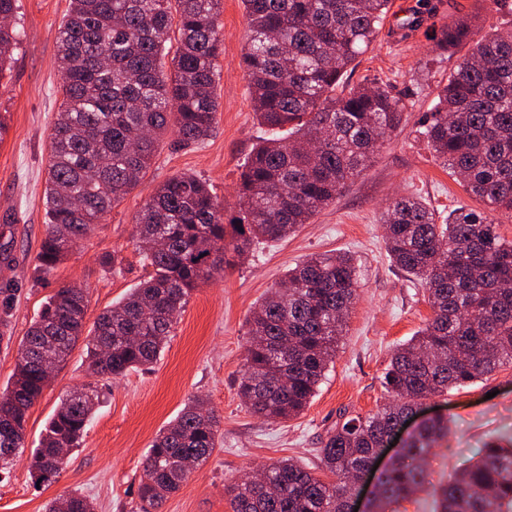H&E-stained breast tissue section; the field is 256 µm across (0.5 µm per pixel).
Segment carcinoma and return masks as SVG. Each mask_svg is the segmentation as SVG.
I'll list each match as a JSON object with an SVG mask.
<instances>
[{
  "label": "carcinoma",
  "mask_w": 512,
  "mask_h": 512,
  "mask_svg": "<svg viewBox=\"0 0 512 512\" xmlns=\"http://www.w3.org/2000/svg\"><path fill=\"white\" fill-rule=\"evenodd\" d=\"M177 8L171 9V2ZM247 41L242 64L253 112L266 128L242 168L238 215L193 174L161 183L144 205L133 238L150 276L98 315L84 334L85 291L58 289L27 330L0 401V471L25 450L29 409L46 387L43 365L65 363L84 343L87 368L118 378L153 364L188 297L223 274L259 241L284 240L365 170L405 105L374 86H348L345 75L383 24L391 0H242ZM222 0H70L58 28L62 102L51 133L45 189L46 234L38 259L49 271L88 239L136 185L162 137L199 144L218 124L216 75L222 53ZM18 0H0V79L19 42ZM178 29L172 72L160 60ZM475 35L467 18L441 24L446 51ZM420 135L461 186L493 211L512 216V30L480 38L473 57L449 75ZM389 257L419 281L432 317L397 348L385 373L388 402L376 414L336 424L318 449L317 470L287 459L262 478L224 486L233 512H345L359 473L385 436L422 402L512 364V241L474 209L438 218L417 197L395 200L385 220ZM359 273L347 253L314 254L286 271L248 319L246 370L238 392L255 415L286 420L314 396L336 355ZM99 394L89 385L63 399L31 451L29 471L51 484L58 456L81 446ZM220 420L206 401H189L155 438L139 498L149 512L188 476L181 464L205 462ZM448 432L431 417L407 437L373 501L386 509L432 485L424 465ZM436 512H512V448L482 455L433 488ZM45 512H94L72 491Z\"/></svg>",
  "instance_id": "1"
}]
</instances>
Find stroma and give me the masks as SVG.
Instances as JSON below:
<instances>
[{
    "label": "stroma",
    "instance_id": "stroma-1",
    "mask_svg": "<svg viewBox=\"0 0 512 512\" xmlns=\"http://www.w3.org/2000/svg\"><path fill=\"white\" fill-rule=\"evenodd\" d=\"M432 2L435 15L408 34L402 23L420 2L393 0L377 38L345 75L348 85L382 86L406 106L401 128L387 137L371 165L295 235L254 247L237 266L195 288L150 368L95 378L83 349L75 348L30 409L26 446H38L63 397L92 382L101 397L84 442L69 455L57 481L40 488L32 481L27 457L18 458L9 473L0 474V512H44L49 501L74 490L93 502L95 512H141L138 487L151 443L196 396L221 418L218 443L157 512H231L225 483L261 472L281 458L316 467L317 450L341 416L366 415L384 404L382 381L395 349L432 315L424 288L389 259L383 229L389 203L414 195L441 220L462 206L484 209L418 133L437 87L474 48L466 41L448 52L437 50L432 30L466 15L474 16L483 36L512 30V11L487 13L483 0ZM18 6L21 38L11 72L0 81V328L7 330L0 335V390L12 377L28 327L55 290L85 288L93 319L147 277L133 226L159 184L181 173L198 175L223 203L225 217H232L242 167L265 136L241 64L244 7L241 0H223L219 122L213 133L192 146L167 133L145 175L91 238L53 271L43 272L37 259L46 230L43 190L51 128L62 102L56 35L69 0H19ZM112 252L122 257L120 266L104 262ZM324 252L351 253L361 272L359 297L336 357L303 414L283 422L257 417L237 391L245 371L247 321L287 268ZM424 407L426 416L448 419L446 438L426 459L433 480H445L478 459L486 445L512 446V365L426 400Z\"/></svg>",
    "mask_w": 512,
    "mask_h": 512
}]
</instances>
